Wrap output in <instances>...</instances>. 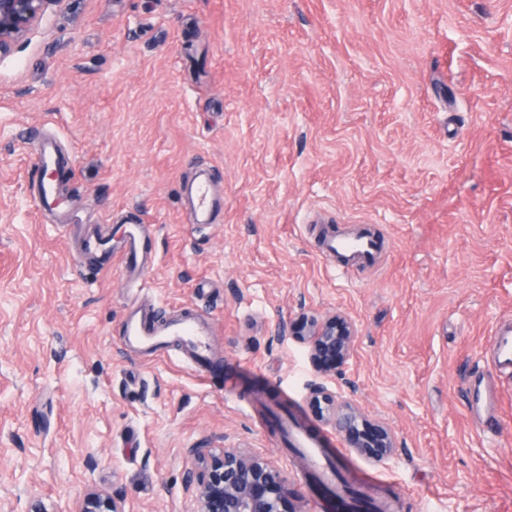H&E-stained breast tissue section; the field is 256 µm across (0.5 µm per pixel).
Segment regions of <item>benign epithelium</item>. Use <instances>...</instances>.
Instances as JSON below:
<instances>
[{
  "label": "benign epithelium",
  "mask_w": 512,
  "mask_h": 512,
  "mask_svg": "<svg viewBox=\"0 0 512 512\" xmlns=\"http://www.w3.org/2000/svg\"><path fill=\"white\" fill-rule=\"evenodd\" d=\"M63 0H0V59L25 37L43 17ZM354 334L338 319L332 324L311 322L302 342L308 344L313 365L323 372L325 362H342L351 354ZM310 399L316 405L332 407L327 421L344 434L349 447L375 460H383L393 448L388 431L378 427V436L368 442L357 436L358 411L352 403L328 389L323 382L310 385ZM201 468L192 475L197 484V512H283L288 495L284 471L269 460L247 455L237 448L204 453L196 450ZM71 512H122L111 497L87 493Z\"/></svg>",
  "instance_id": "obj_1"
}]
</instances>
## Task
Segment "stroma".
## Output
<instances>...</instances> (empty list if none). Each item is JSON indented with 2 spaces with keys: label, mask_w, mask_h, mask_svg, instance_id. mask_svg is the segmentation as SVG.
<instances>
[{
  "label": "stroma",
  "mask_w": 512,
  "mask_h": 512,
  "mask_svg": "<svg viewBox=\"0 0 512 512\" xmlns=\"http://www.w3.org/2000/svg\"><path fill=\"white\" fill-rule=\"evenodd\" d=\"M74 173L37 199V134ZM213 168L224 212L181 182ZM154 225L142 284L86 240ZM367 227L369 264L325 256ZM191 309L212 369L127 350L131 305ZM356 330L329 389L395 448H349L309 398V319ZM512 319V0H63L0 60V512L88 488L123 512H196L198 448L288 475L287 512H327L308 458L252 415L287 405L385 512H512V381L486 359ZM182 197L189 203L195 214V224H210L213 200L208 176L201 172L197 178L181 188Z\"/></svg>",
  "instance_id": "1"
}]
</instances>
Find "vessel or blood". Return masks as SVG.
<instances>
[{
    "label": "vessel or blood",
    "instance_id": "1",
    "mask_svg": "<svg viewBox=\"0 0 512 512\" xmlns=\"http://www.w3.org/2000/svg\"><path fill=\"white\" fill-rule=\"evenodd\" d=\"M38 165L42 171L50 173L51 178L42 184L39 192V204L42 208H59L61 197L57 181L53 176L69 171L70 161L56 147L52 139L45 138L38 144ZM182 197L189 203L195 214V221L206 224L210 221L213 208L210 184L207 174L182 187ZM144 224L127 221L117 242L119 253L124 260L126 271L138 274L143 268L156 262V254L150 244ZM329 252H348L360 256L363 260L374 259L377 242L374 238L329 239L325 243ZM121 342L137 351L160 352L170 346H180L188 353L195 365L201 368L209 366L208 336L209 330L195 315L175 311L168 316H159L156 309H128L121 323ZM492 353L496 368L512 375V324L499 328L492 339ZM285 433L295 447L308 453L316 466L323 472L325 479H332L333 473L325 459L324 442L311 438L307 432L295 426L286 427Z\"/></svg>",
    "mask_w": 512,
    "mask_h": 512
}]
</instances>
